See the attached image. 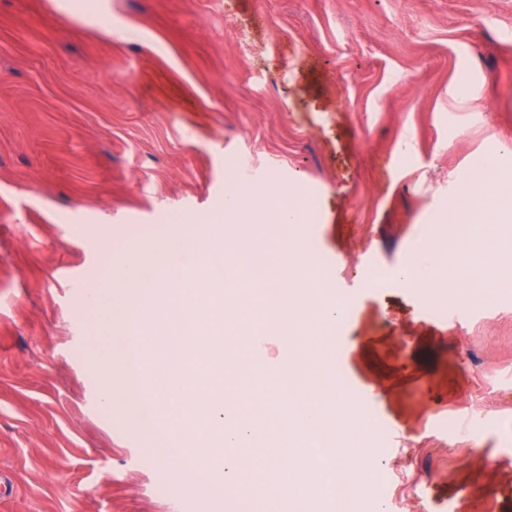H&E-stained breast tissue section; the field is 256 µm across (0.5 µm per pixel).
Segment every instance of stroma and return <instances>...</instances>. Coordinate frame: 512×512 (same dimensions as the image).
<instances>
[{
    "mask_svg": "<svg viewBox=\"0 0 512 512\" xmlns=\"http://www.w3.org/2000/svg\"><path fill=\"white\" fill-rule=\"evenodd\" d=\"M489 157L512 174V0H0V512H227L206 461L105 411L100 358L127 349L112 258L233 183L316 211L280 235L315 242L351 302L340 373L403 431L376 444L385 512H512V293L450 329L424 305L454 289L393 278ZM192 347L171 322L149 387Z\"/></svg>",
    "mask_w": 512,
    "mask_h": 512,
    "instance_id": "1",
    "label": "stroma"
}]
</instances>
